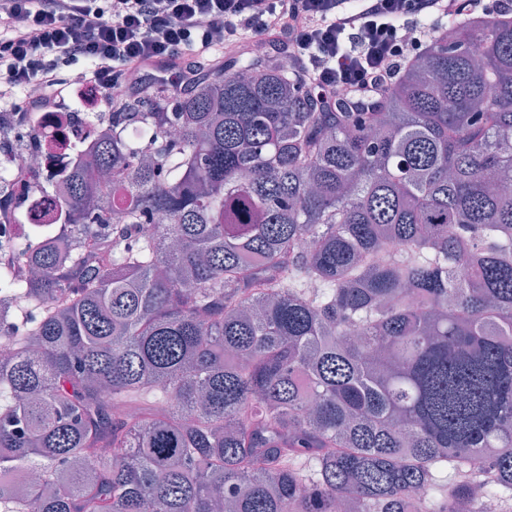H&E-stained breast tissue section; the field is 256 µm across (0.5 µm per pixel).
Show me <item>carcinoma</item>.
Here are the masks:
<instances>
[{
    "label": "carcinoma",
    "instance_id": "carcinoma-1",
    "mask_svg": "<svg viewBox=\"0 0 512 512\" xmlns=\"http://www.w3.org/2000/svg\"><path fill=\"white\" fill-rule=\"evenodd\" d=\"M316 95L273 55L155 85L7 247L0 512L512 503V19L449 21L372 112Z\"/></svg>",
    "mask_w": 512,
    "mask_h": 512
}]
</instances>
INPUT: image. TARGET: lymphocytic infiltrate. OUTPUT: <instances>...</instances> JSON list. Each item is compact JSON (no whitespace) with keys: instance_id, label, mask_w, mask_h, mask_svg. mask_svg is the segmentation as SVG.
<instances>
[{"instance_id":"f902f5d3","label":"lymphocytic infiltrate","mask_w":512,"mask_h":512,"mask_svg":"<svg viewBox=\"0 0 512 512\" xmlns=\"http://www.w3.org/2000/svg\"><path fill=\"white\" fill-rule=\"evenodd\" d=\"M483 0H0V104L56 114L83 64L121 102L162 74L180 92L204 66L259 48L288 60L322 100L373 111L392 79L448 20Z\"/></svg>"}]
</instances>
